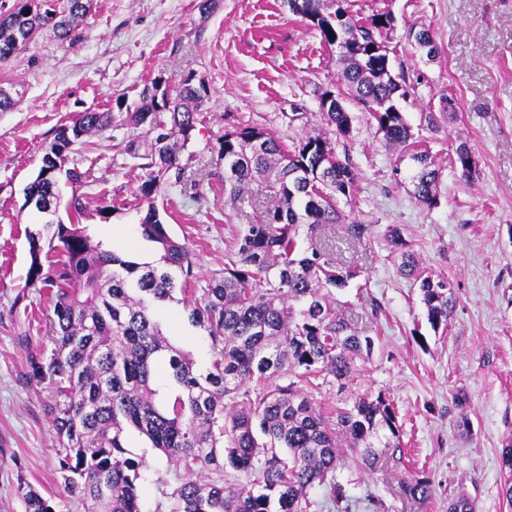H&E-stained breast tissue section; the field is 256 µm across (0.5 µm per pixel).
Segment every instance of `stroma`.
Listing matches in <instances>:
<instances>
[{
    "label": "stroma",
    "instance_id": "1",
    "mask_svg": "<svg viewBox=\"0 0 512 512\" xmlns=\"http://www.w3.org/2000/svg\"><path fill=\"white\" fill-rule=\"evenodd\" d=\"M198 0H93L73 48L45 30L15 60L0 67V87L19 102L0 112V512H24L16 488L25 480L44 495H58L56 437L45 411L44 388H24L19 339L45 332L53 309L49 288L26 287L28 236L44 232L24 206L23 190L34 179L54 131L87 110H117L138 101L158 76L193 75L210 91L190 142L181 153L180 183L162 184L154 200L168 231L195 255L200 289L224 271V252L236 225L255 221L248 202L224 200L222 136L233 126L263 128L292 144L304 124L320 122V95L336 87L337 54L317 30L292 14L286 0H217L201 15ZM362 15L391 12L394 22L381 40L394 75L404 76L409 95L400 104L416 140L442 167L438 203L428 207L411 196L393 173L397 154L381 140L375 121L349 105L352 128L338 138L355 164L359 193L351 211L372 225L357 250L341 249L358 266L365 287L350 283L338 292L344 312L376 338L374 352L345 387L311 390L330 408L364 392H380L394 404L402 426L406 467L374 472L346 464L341 478L354 505L350 512H448V502L467 494L477 512H512L503 494L500 452L512 435V0H355ZM425 25L441 54L427 61L408 37ZM456 110L439 131L424 114L439 108L441 95ZM293 112L305 122L289 123ZM123 118L86 150L69 153L66 165L85 174L80 187L61 184L63 200L79 196L83 224L94 240L107 225H137L146 172L128 152L136 137ZM468 143L479 172L467 182L449 159ZM113 204L109 219L98 213ZM398 225L424 267L448 277L456 303L447 334L426 320L419 286L393 262L385 235ZM162 316L171 339L207 365L206 332L188 326L183 307L167 304ZM465 406H457V398ZM468 416L469 429L458 425ZM127 444L144 455L139 492L142 512H156L162 488L182 470L129 432ZM420 471L436 494L419 505L400 497L406 471Z\"/></svg>",
    "mask_w": 512,
    "mask_h": 512
}]
</instances>
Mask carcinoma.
<instances>
[{
	"label": "carcinoma",
	"instance_id": "1",
	"mask_svg": "<svg viewBox=\"0 0 512 512\" xmlns=\"http://www.w3.org/2000/svg\"><path fill=\"white\" fill-rule=\"evenodd\" d=\"M286 2L319 31L323 43L339 50L336 90L321 94L335 99L320 113L325 128L308 130L290 148L260 128L224 131V197L232 203L248 198L261 217L238 225L224 275L212 279L201 297L190 288L194 254L169 234L154 203L169 173L177 182L183 179L180 153L209 96L207 86L191 75L154 79L137 105L126 109L125 121L150 140L143 165L147 176L140 185L147 209L139 228L154 244L156 261L127 260L93 241L81 225L85 205L76 195L68 203L70 223H46L54 228L47 244L28 237L26 286L55 288V303L43 336L51 344L50 356H44V345L20 337L26 354L20 380L48 390L63 495L84 512H142L138 485L145 458L127 447L131 430L185 471L164 493L165 509L157 512H310L308 490L324 485L329 492L321 508L338 510L348 499L336 477L344 459L374 470L375 440L386 431L383 447L392 449L393 463L402 461L397 412L383 394H364L325 411L306 393L316 378L346 385L375 346L367 331L345 317L336 298L359 276L356 268L337 261L336 241L360 246L372 225L339 208V199L356 197L358 184L350 154H338L329 133L348 134L347 103L360 105L382 139L413 162L412 195L429 207L437 204L441 168L414 141L397 106L408 90L392 74L388 50L376 38L391 26V14L361 17L350 0ZM91 4L15 0L10 10L0 11V63L16 58L44 29L68 47L77 45L78 26ZM408 37L426 50L427 61L439 56L430 29L412 26ZM453 111L452 99L443 96L439 113H425L424 121L436 130L439 119ZM115 119L110 110H90L55 130L37 176L24 188L34 210L56 213L59 176L72 185L84 178L77 168H65L68 153ZM452 165L465 181L477 179L466 143L455 148ZM332 227L339 230L336 241L326 235ZM302 238L308 243L304 252ZM386 241L400 259V272L419 283L429 325L447 333L455 304L452 282L424 269L399 227L388 229ZM56 249L65 260L43 262L44 251ZM172 302L183 305L188 325L207 332L209 365L199 366L168 336L160 312ZM162 370L172 385L164 399L155 388ZM501 462L508 474L505 495L512 501L511 438ZM228 469L244 482H228ZM401 491L415 502L435 494L423 473L408 476ZM18 492L25 512L56 510L52 499L28 483L19 484Z\"/></svg>",
	"mask_w": 512,
	"mask_h": 512
}]
</instances>
